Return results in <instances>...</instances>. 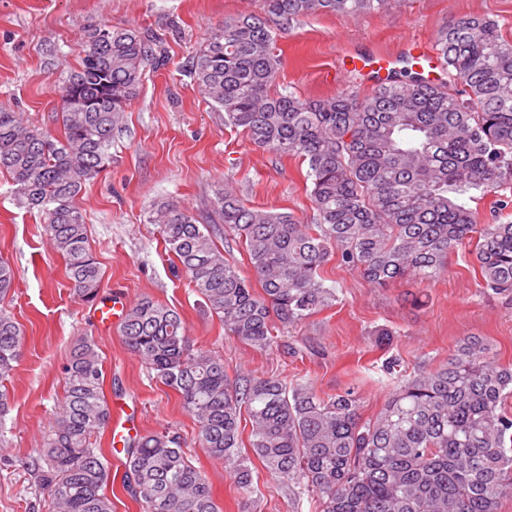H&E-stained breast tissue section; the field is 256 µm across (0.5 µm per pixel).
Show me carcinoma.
<instances>
[{
	"label": "carcinoma",
	"instance_id": "1",
	"mask_svg": "<svg viewBox=\"0 0 512 512\" xmlns=\"http://www.w3.org/2000/svg\"><path fill=\"white\" fill-rule=\"evenodd\" d=\"M395 0H264V14H238L208 29L190 76L227 125L277 159L307 165L314 223L246 205L226 189L214 223L242 246L251 274L224 259L210 225L183 205H153L166 248L224 330L255 349L276 344L273 320L304 323L340 301L325 276L336 261L374 286L437 279L452 254L470 255L486 288L512 295V219L479 224L462 200L512 185V39L480 15L440 29L434 46L448 80L427 81L410 63L371 90L349 85L314 99L273 92L282 58L270 21L289 26L317 12L384 13ZM150 36L107 23L87 30L79 66L61 90L58 136L0 109V174L37 214L74 294L95 304L102 273L84 217L73 204L110 164L112 137L139 92L149 60L164 65ZM465 90L457 92L451 83ZM0 260V301L14 288ZM125 345L174 390L197 425V442L247 504L262 490L255 462L294 484L319 512H499L512 498V366L477 339L431 371L408 377L370 418L351 388L320 394L277 377L235 382L224 358L194 349L181 313L150 297L127 309ZM23 346L0 310V437L11 377ZM92 336L76 338L63 367L64 394L33 483L48 512H112L111 463L97 438L112 409ZM251 430L243 441L242 415ZM176 431L149 432L126 446V478L141 512H222L206 475Z\"/></svg>",
	"mask_w": 512,
	"mask_h": 512
}]
</instances>
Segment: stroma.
<instances>
[{"instance_id":"35a3bbf8","label":"stroma","mask_w":512,"mask_h":512,"mask_svg":"<svg viewBox=\"0 0 512 512\" xmlns=\"http://www.w3.org/2000/svg\"><path fill=\"white\" fill-rule=\"evenodd\" d=\"M263 8L264 0H0V108L23 113L32 126L53 132L62 82L77 65L89 27L135 26L161 40L165 65L146 67L140 91L113 136L110 167L86 182L78 196L104 271V292H121L131 303L148 296L175 307L193 345L223 356L230 377L302 379L321 393L353 387L368 416L403 379L447 362L467 337H477L499 363L512 365V298L485 289L455 262L436 281L417 286L398 279L374 287L346 268L328 266L326 276L335 282L340 303L301 325L278 328L277 344L267 351L241 343L204 310L156 226L146 221L155 203L177 201L206 224L216 193L229 184L247 205L291 211L307 222L313 218L305 166L274 158L225 125L223 112L189 75L208 26ZM469 15L495 19L512 38V0H400L385 13L359 19L310 14L276 33L283 60L276 85L307 98L336 93L354 77L341 65L342 51H390L399 68L410 41H433L442 27ZM0 258L15 271L14 293L0 306L25 336L8 384L0 512H46V495L34 490L30 464L63 395L62 367L80 334H91L98 346L107 400L137 404L141 433L170 428L188 439L195 436V421L178 394L157 382L127 349L119 324L99 328L93 306L74 295L38 215L17 203L3 175ZM381 326L395 332L385 351L372 336ZM192 454L223 512H317L307 501L293 505L287 481L265 472L258 507L245 505L221 462L197 447Z\"/></svg>"}]
</instances>
